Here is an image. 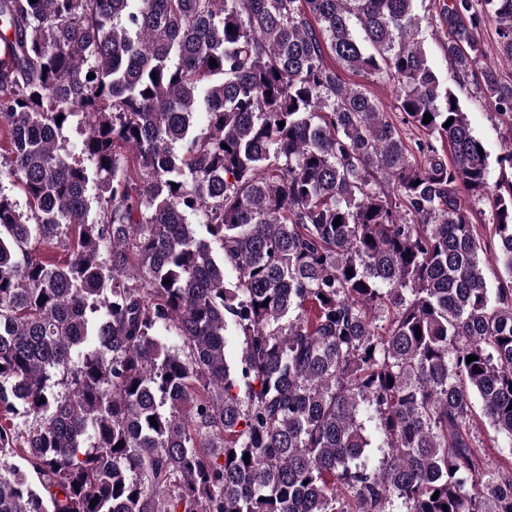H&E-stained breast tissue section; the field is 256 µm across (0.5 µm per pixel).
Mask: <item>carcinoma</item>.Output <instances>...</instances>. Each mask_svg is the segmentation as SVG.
I'll use <instances>...</instances> for the list:
<instances>
[{
	"label": "carcinoma",
	"mask_w": 512,
	"mask_h": 512,
	"mask_svg": "<svg viewBox=\"0 0 512 512\" xmlns=\"http://www.w3.org/2000/svg\"><path fill=\"white\" fill-rule=\"evenodd\" d=\"M414 2L0 0V178L26 198L0 190V512H512L470 432L476 395L512 441V182L490 193ZM442 16L457 76L491 20L512 59V0ZM477 90L512 117L495 68ZM326 61L330 65H335L339 70L343 81L346 84H359L375 97L382 105L385 112H388L393 123L400 129L403 136L410 138L412 141L419 136L416 129H412L410 125L403 123V115L397 109V89L392 82L367 78L366 76L353 73L352 71L343 69L334 55L329 49L326 50ZM460 197L462 202L473 211L475 216L474 224H478L480 226V233H482L483 238H485L486 233L485 230H482L481 225L484 227V224H486V228L491 227V209L488 200L484 199L478 201L466 192L460 193Z\"/></svg>",
	"instance_id": "cac0c4a2"
}]
</instances>
